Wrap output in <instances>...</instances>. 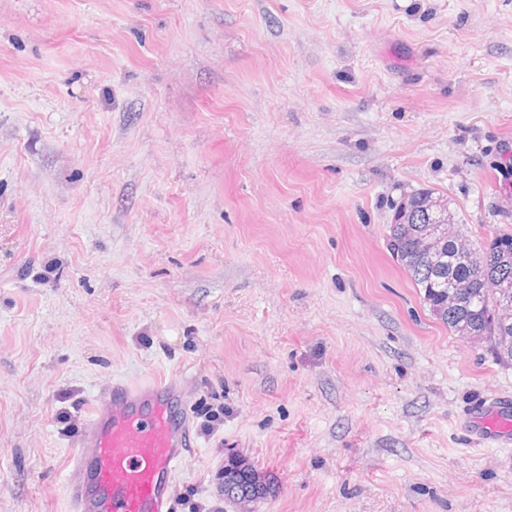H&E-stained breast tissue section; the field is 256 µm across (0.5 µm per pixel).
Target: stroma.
Masks as SVG:
<instances>
[{
    "instance_id": "35a3bbf8",
    "label": "stroma",
    "mask_w": 512,
    "mask_h": 512,
    "mask_svg": "<svg viewBox=\"0 0 512 512\" xmlns=\"http://www.w3.org/2000/svg\"><path fill=\"white\" fill-rule=\"evenodd\" d=\"M512 234V0H0V512H68L118 380H183L174 512H512V364L390 254ZM471 437L486 444L512 441V398L496 396L478 400L465 414ZM236 466V462L232 463L230 466L224 467V499L225 501L232 502L237 498L236 496H240L238 498L239 507H245L247 504L251 503V499L248 497L241 496L244 492L251 493L255 498V501L264 499L267 495H270V485L265 482L264 486H252L249 481L248 474L241 469L234 468Z\"/></svg>"
}]
</instances>
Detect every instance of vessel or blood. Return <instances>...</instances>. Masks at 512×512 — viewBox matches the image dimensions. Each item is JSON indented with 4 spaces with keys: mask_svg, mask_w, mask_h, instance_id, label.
I'll return each mask as SVG.
<instances>
[{
    "mask_svg": "<svg viewBox=\"0 0 512 512\" xmlns=\"http://www.w3.org/2000/svg\"><path fill=\"white\" fill-rule=\"evenodd\" d=\"M180 379L114 382L93 402L90 423L72 458L65 493L70 512H170L171 476L193 450ZM471 437L512 442V398L475 402Z\"/></svg>",
    "mask_w": 512,
    "mask_h": 512,
    "instance_id": "1",
    "label": "vessel or blood"
}]
</instances>
